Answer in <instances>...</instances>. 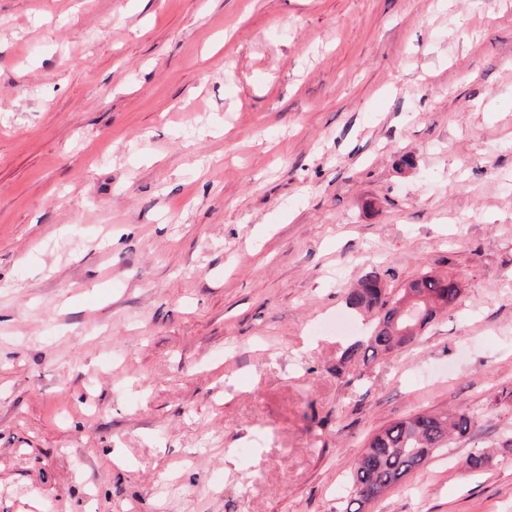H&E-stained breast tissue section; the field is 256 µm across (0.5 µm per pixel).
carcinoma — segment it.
<instances>
[{
  "instance_id": "cac0c4a2",
  "label": "carcinoma",
  "mask_w": 512,
  "mask_h": 512,
  "mask_svg": "<svg viewBox=\"0 0 512 512\" xmlns=\"http://www.w3.org/2000/svg\"><path fill=\"white\" fill-rule=\"evenodd\" d=\"M463 288L452 276L428 273L392 291L377 273L371 272L347 291L345 305L353 313L373 317L368 339L348 346L340 361H355L360 355L383 359L410 346L439 312L461 304ZM472 416L463 409L420 413L377 430L351 467L349 503L346 512H362L366 503L401 485L409 475L427 464L454 439L466 435ZM493 455L477 448L466 459L470 470H483Z\"/></svg>"
}]
</instances>
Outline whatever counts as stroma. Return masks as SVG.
Segmentation results:
<instances>
[{"label":"stroma","instance_id":"obj_1","mask_svg":"<svg viewBox=\"0 0 512 512\" xmlns=\"http://www.w3.org/2000/svg\"><path fill=\"white\" fill-rule=\"evenodd\" d=\"M371 271L462 301L343 367ZM446 408L364 512H512V0H0V512H344ZM472 416L463 409L420 413L377 430L351 467L349 503L361 512L366 503L401 485L441 448L466 435Z\"/></svg>","mask_w":512,"mask_h":512}]
</instances>
